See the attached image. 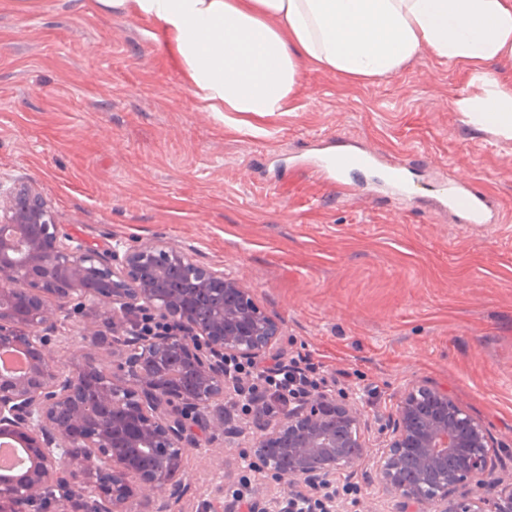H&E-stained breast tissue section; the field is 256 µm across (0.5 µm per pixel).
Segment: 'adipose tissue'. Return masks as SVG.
<instances>
[{"label":"adipose tissue","mask_w":512,"mask_h":512,"mask_svg":"<svg viewBox=\"0 0 512 512\" xmlns=\"http://www.w3.org/2000/svg\"><path fill=\"white\" fill-rule=\"evenodd\" d=\"M157 22L213 112H280L303 65L351 83L391 76L430 54L463 67L451 101L474 126L512 140V0H99Z\"/></svg>","instance_id":"obj_1"}]
</instances>
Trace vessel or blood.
I'll return each mask as SVG.
<instances>
[{
  "instance_id": "vessel-or-blood-1",
  "label": "vessel or blood",
  "mask_w": 512,
  "mask_h": 512,
  "mask_svg": "<svg viewBox=\"0 0 512 512\" xmlns=\"http://www.w3.org/2000/svg\"><path fill=\"white\" fill-rule=\"evenodd\" d=\"M312 163L326 184H343L347 168L359 164L371 173L375 190L387 193L401 205L418 200L410 167L394 161L383 162L373 148L360 147L345 139L323 141L317 144ZM432 205L457 224L489 225L502 221L500 207L481 182L458 171L442 180L441 191Z\"/></svg>"
}]
</instances>
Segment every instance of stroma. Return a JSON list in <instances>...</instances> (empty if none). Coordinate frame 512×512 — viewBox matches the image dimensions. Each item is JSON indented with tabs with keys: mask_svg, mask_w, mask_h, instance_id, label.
Listing matches in <instances>:
<instances>
[{
	"mask_svg": "<svg viewBox=\"0 0 512 512\" xmlns=\"http://www.w3.org/2000/svg\"><path fill=\"white\" fill-rule=\"evenodd\" d=\"M464 71L430 55L370 83L303 67L283 112H211L154 22L98 0H0V177L39 184L61 230L105 252L159 242L224 269L278 322L284 357L351 372L331 395L360 403L358 504L399 512L375 461L404 389L448 391L497 444L512 478V143L450 106ZM346 136L394 160L426 154L421 193L451 169L480 180L505 223L454 224L426 205L342 203L312 170L316 140ZM122 331L100 299L61 319L56 365L118 363ZM190 449L171 512H224L253 417Z\"/></svg>",
	"mask_w": 512,
	"mask_h": 512,
	"instance_id": "35a3bbf8",
	"label": "stroma"
}]
</instances>
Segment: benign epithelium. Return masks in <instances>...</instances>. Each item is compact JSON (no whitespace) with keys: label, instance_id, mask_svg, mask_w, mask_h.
<instances>
[{"label":"benign epithelium","instance_id":"benign-epithelium-1","mask_svg":"<svg viewBox=\"0 0 512 512\" xmlns=\"http://www.w3.org/2000/svg\"><path fill=\"white\" fill-rule=\"evenodd\" d=\"M96 297L112 305L114 327L145 312L176 332L126 337L116 371L59 368L50 343L61 316ZM278 336L251 289L224 270L157 242L101 253L60 234L36 184L0 181V347H19L31 362L21 378L0 376V436L32 459L27 470L0 475V512H128L134 500L170 512L184 491L188 450L199 447V410L224 430V355L255 360ZM255 422L256 463L265 469L272 455H287L290 466L273 470L275 478L311 492L360 460L343 457V441L329 431L360 427L359 410L326 395L291 404L277 419L258 408ZM382 434L376 469L409 512H512V481L496 474L494 438L447 391L409 386ZM450 455L435 496L422 498L404 481L407 457L433 469Z\"/></svg>","mask_w":512,"mask_h":512}]
</instances>
